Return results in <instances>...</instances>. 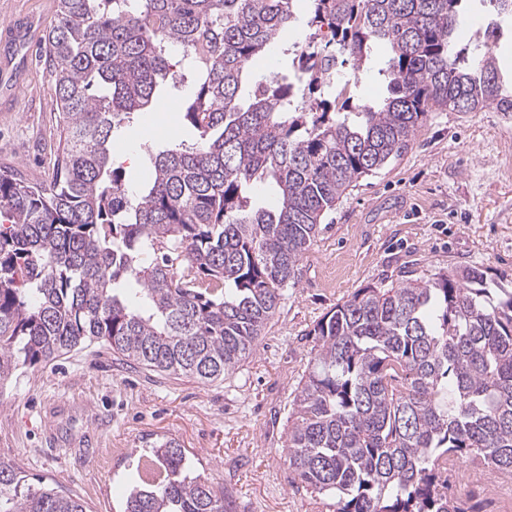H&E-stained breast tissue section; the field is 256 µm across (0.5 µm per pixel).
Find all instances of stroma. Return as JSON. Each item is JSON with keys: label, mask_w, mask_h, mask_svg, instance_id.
Instances as JSON below:
<instances>
[{"label": "stroma", "mask_w": 512, "mask_h": 512, "mask_svg": "<svg viewBox=\"0 0 512 512\" xmlns=\"http://www.w3.org/2000/svg\"><path fill=\"white\" fill-rule=\"evenodd\" d=\"M56 4L0 0V24L35 25L12 110L0 112V168L35 181L51 179L59 140L46 58ZM383 65L378 52L362 71L347 63L338 72L356 80L358 101L374 103L387 94ZM118 137L135 157L123 166L135 184L150 173L146 147L194 135L168 109L142 114ZM325 222L256 351L233 374L204 383L79 346L0 388V460L33 486L80 498L86 512H123L144 485L153 448L173 439L236 512H332L328 498L290 483L284 460L292 392L316 354L309 332L357 289L390 284L403 266L429 275L471 265L512 282V112L431 113L404 155L358 178ZM450 483L476 512H512V487L488 488L468 464Z\"/></svg>", "instance_id": "1"}]
</instances>
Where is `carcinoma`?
Listing matches in <instances>:
<instances>
[{"mask_svg": "<svg viewBox=\"0 0 512 512\" xmlns=\"http://www.w3.org/2000/svg\"><path fill=\"white\" fill-rule=\"evenodd\" d=\"M462 0H58L48 34L60 154L48 183L0 169V388L102 343L168 375L221 380L255 352L321 224L359 177L400 157L431 112H512L491 41L456 49ZM308 15L292 70L244 88L252 62ZM376 48L388 95L328 100L335 60ZM196 135L151 153L130 190L115 130L185 80ZM95 85L111 95L97 97ZM277 197L262 206L255 187ZM291 401L294 482L333 512H471L448 466L512 475V289L475 266L367 286L309 332ZM123 512H231L184 449ZM0 512H85L0 461Z\"/></svg>", "mask_w": 512, "mask_h": 512, "instance_id": "1", "label": "carcinoma"}]
</instances>
